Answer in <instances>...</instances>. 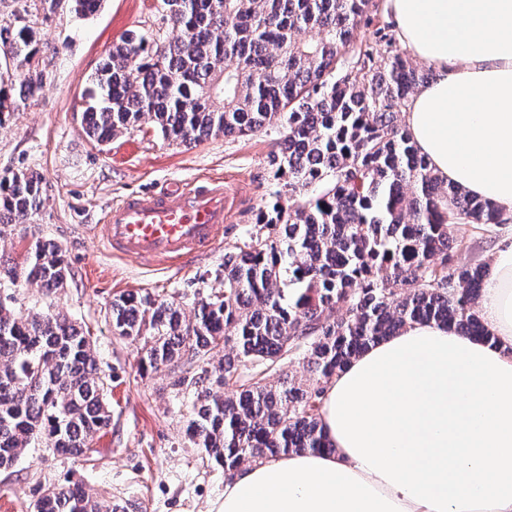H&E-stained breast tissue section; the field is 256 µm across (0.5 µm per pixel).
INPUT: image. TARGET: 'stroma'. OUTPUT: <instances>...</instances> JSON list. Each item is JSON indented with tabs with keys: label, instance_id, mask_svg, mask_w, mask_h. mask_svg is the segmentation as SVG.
<instances>
[{
	"label": "stroma",
	"instance_id": "obj_1",
	"mask_svg": "<svg viewBox=\"0 0 512 512\" xmlns=\"http://www.w3.org/2000/svg\"><path fill=\"white\" fill-rule=\"evenodd\" d=\"M20 19L33 25L38 53L11 66L12 97L27 104L0 124V178L26 170L40 177L45 192L28 224L0 223V259L17 257L20 237H42L62 247L70 275L52 298L7 282L0 295L17 314L50 306L89 329L112 420L96 442L97 461H74L40 447L1 469L0 512H33L44 487L67 479L82 482L101 512L116 503L129 505V512H218L224 472L185 440L187 410L172 386L193 363L185 357L140 370L139 346L114 335L109 308L121 293L150 292L189 306L197 294L223 290L216 273L225 246L246 237L280 189L268 164L279 150L277 137L218 136L186 148L164 142L145 119L108 144L94 145L81 124L90 78L122 34L169 30L161 0H101L89 15L77 13L73 0L53 7L47 0H0V24ZM34 73L41 74V86L27 99L23 84ZM226 178L238 181L241 200L221 246L210 254L181 265L150 264L112 254L96 236L107 209L128 195Z\"/></svg>",
	"mask_w": 512,
	"mask_h": 512
}]
</instances>
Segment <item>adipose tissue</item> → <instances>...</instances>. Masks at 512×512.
Masks as SVG:
<instances>
[{"label": "adipose tissue", "mask_w": 512, "mask_h": 512, "mask_svg": "<svg viewBox=\"0 0 512 512\" xmlns=\"http://www.w3.org/2000/svg\"><path fill=\"white\" fill-rule=\"evenodd\" d=\"M434 69L405 112L432 171L512 215V0H386ZM495 238L485 342L407 324L328 382L332 454L288 453L224 484L220 512H512V224Z\"/></svg>", "instance_id": "adipose-tissue-1"}]
</instances>
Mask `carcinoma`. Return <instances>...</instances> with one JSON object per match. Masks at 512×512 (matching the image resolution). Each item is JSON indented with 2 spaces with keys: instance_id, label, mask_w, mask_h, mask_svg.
Returning a JSON list of instances; mask_svg holds the SVG:
<instances>
[{
  "instance_id": "cac0c4a2",
  "label": "carcinoma",
  "mask_w": 512,
  "mask_h": 512,
  "mask_svg": "<svg viewBox=\"0 0 512 512\" xmlns=\"http://www.w3.org/2000/svg\"><path fill=\"white\" fill-rule=\"evenodd\" d=\"M171 35L127 33L91 76L82 114L101 145L148 117L188 147L219 135L275 130V195L245 240L224 249V292L183 306L120 295L115 333L140 343V367L184 355L198 363L185 437L232 476L289 452H332L320 421L326 384L370 345L409 322L494 340L475 306L488 269L460 267V228L505 224L503 210L437 177L402 121L429 73L393 39L352 42L374 0H162ZM34 28L0 26V57L29 61ZM42 181L0 179V219L25 224ZM7 269L51 297L67 280L61 247L29 241ZM305 375L287 373L294 361ZM278 376L277 384L269 378ZM234 381L235 388L223 391ZM89 333L59 313L25 317L0 303V468L28 448L94 460L111 424ZM34 512H100L82 483L45 489Z\"/></svg>"
}]
</instances>
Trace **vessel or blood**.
<instances>
[{"mask_svg":"<svg viewBox=\"0 0 512 512\" xmlns=\"http://www.w3.org/2000/svg\"><path fill=\"white\" fill-rule=\"evenodd\" d=\"M237 197L236 187L222 184L170 188L147 200L127 197L108 209L97 237L126 257L183 263L218 245Z\"/></svg>","mask_w":512,"mask_h":512,"instance_id":"vessel-or-blood-1","label":"vessel or blood"}]
</instances>
